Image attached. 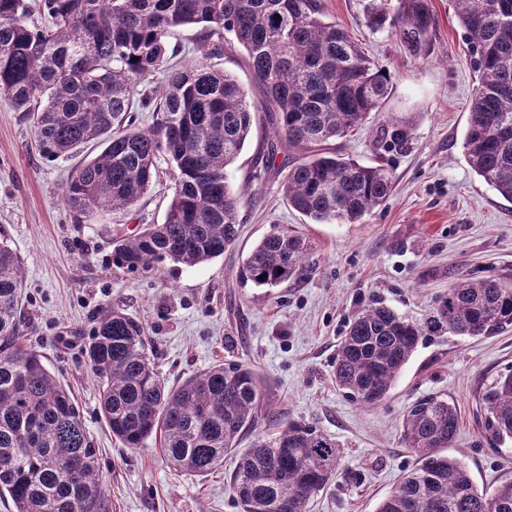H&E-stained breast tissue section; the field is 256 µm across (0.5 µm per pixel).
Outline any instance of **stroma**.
I'll use <instances>...</instances> for the list:
<instances>
[{"mask_svg": "<svg viewBox=\"0 0 512 512\" xmlns=\"http://www.w3.org/2000/svg\"><path fill=\"white\" fill-rule=\"evenodd\" d=\"M432 41L422 56L394 30L363 23L364 0H324L326 16L391 74L382 113L412 119L410 150L390 153L394 188L360 224H315L291 208L273 175L254 178L266 141L253 129L228 167L239 196V238L211 263H166L155 272H112V240L160 224L176 186L160 162L154 187L128 209L75 223L61 201L71 169L101 153L47 161L35 148L33 121L0 101V240L23 262L21 334L69 388L98 454L112 512H238L229 490L235 455L207 477L170 468L154 440L128 449L103 417L83 354L99 315L121 309L144 327L160 377L174 385L216 363L247 361L264 379V399L279 419L310 424L338 444L335 482L307 512H376L415 464L400 424L418 398L454 401L459 435L449 454L478 490L512 480V447L482 434L480 392L512 369V332L491 338L435 336L420 345L389 396L372 408L352 402L333 379L338 344L354 313L375 299L401 313L432 309L459 275L512 279V203L469 167L463 147L474 72L453 0H431ZM310 240L300 278L276 288L240 282L236 271L274 227Z\"/></svg>", "mask_w": 512, "mask_h": 512, "instance_id": "35a3bbf8", "label": "stroma"}]
</instances>
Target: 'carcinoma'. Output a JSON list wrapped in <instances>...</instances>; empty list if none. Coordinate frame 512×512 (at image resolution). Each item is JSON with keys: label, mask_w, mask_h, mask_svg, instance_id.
<instances>
[{"label": "carcinoma", "mask_w": 512, "mask_h": 512, "mask_svg": "<svg viewBox=\"0 0 512 512\" xmlns=\"http://www.w3.org/2000/svg\"><path fill=\"white\" fill-rule=\"evenodd\" d=\"M479 84L464 149L468 163L512 201V0H455ZM47 19L28 24L32 12ZM365 26L390 27L421 54L435 29L431 0H366ZM200 27L192 56L175 62L168 37ZM245 51L260 92L210 65L226 48ZM164 86L147 89L155 75ZM390 74L343 28L327 21L322 0H0V97L33 118L43 158L68 157L92 141L94 159L71 171L63 201L78 222L130 208L147 193L167 157L176 192L162 224L112 240V270L194 267L224 255L238 237L239 199L226 169L256 122L269 130L263 169L282 176L288 204L315 224H359L393 190L385 159L365 166L329 143L379 111ZM156 113L136 128L134 103ZM413 122L391 115L379 128L389 150L402 151ZM282 160H277L278 155ZM308 243L286 225L249 253L237 277L275 288L304 270ZM23 265L0 243V500L14 512H109L97 451L80 408L19 336ZM512 330V282L461 276L428 314L416 318L373 300L352 317L334 363L336 386L373 407L395 386L419 344L434 336H494ZM100 408L123 447L159 442L170 467L207 476L237 454L229 489L240 512H306L309 499L337 474L336 440L292 421L251 447L242 434L272 416L262 380L246 362L213 365L171 387L158 375L144 329L112 309L85 346ZM484 432L512 441V370L480 393ZM455 404L435 396L404 414L402 441L416 456L377 512H512V481L478 492L467 468L444 453L456 443ZM69 455L83 460L77 488L63 473Z\"/></svg>", "instance_id": "cac0c4a2"}]
</instances>
